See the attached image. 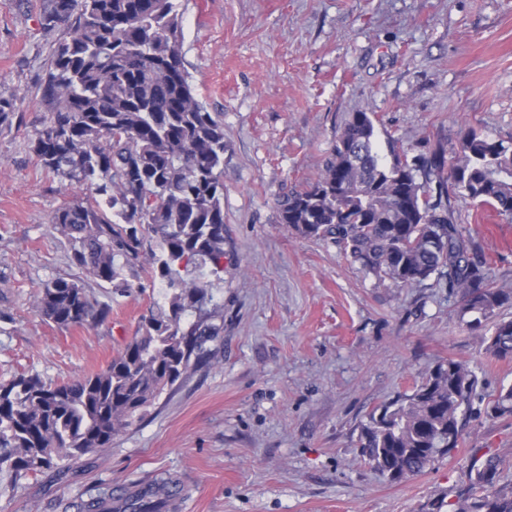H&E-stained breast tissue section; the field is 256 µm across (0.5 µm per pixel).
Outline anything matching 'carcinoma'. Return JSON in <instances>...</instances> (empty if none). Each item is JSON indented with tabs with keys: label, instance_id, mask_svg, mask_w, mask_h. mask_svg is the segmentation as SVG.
<instances>
[{
	"label": "carcinoma",
	"instance_id": "obj_1",
	"mask_svg": "<svg viewBox=\"0 0 512 512\" xmlns=\"http://www.w3.org/2000/svg\"><path fill=\"white\" fill-rule=\"evenodd\" d=\"M41 24H63L68 37L38 88L52 105L29 149L54 176L94 186L105 208L74 201L51 226L70 246L72 264L123 295L144 241L165 302L141 315L136 335L93 375L48 385L21 375L0 385V475L17 483L112 446L120 433L189 370L207 363L218 335L205 269L224 272V121L196 97L181 51L180 0H46ZM23 121L17 101L0 97V125ZM381 156L374 120L351 113L317 182L284 196L279 222L331 240L363 270L414 288L435 276L461 298V315L481 326L512 301L491 286L452 199L467 197L512 218V145L466 130L454 156L443 145L412 158ZM37 312L60 328L99 322L110 306L72 277L42 283ZM195 320L189 321L187 317ZM489 349L512 356V321L494 325ZM479 378L468 365L440 360L409 394L374 409L361 426L359 457L394 482L421 474L458 448ZM491 410L512 415V388ZM498 456L468 469L453 512H512V481ZM173 482L128 497L126 512H162Z\"/></svg>",
	"mask_w": 512,
	"mask_h": 512
}]
</instances>
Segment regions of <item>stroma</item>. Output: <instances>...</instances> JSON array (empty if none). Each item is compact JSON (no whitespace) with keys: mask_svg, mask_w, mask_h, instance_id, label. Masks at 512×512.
I'll return each mask as SVG.
<instances>
[{"mask_svg":"<svg viewBox=\"0 0 512 512\" xmlns=\"http://www.w3.org/2000/svg\"><path fill=\"white\" fill-rule=\"evenodd\" d=\"M44 0H0V96L25 120L0 125V383H48L105 369L162 296L148 264L95 324L39 315L42 282L76 274L49 223L84 184L47 173L28 143L50 114L37 81L64 26L41 25ZM182 51L198 99L224 119V274L214 281L218 336L111 448L20 483L0 478V512H82L162 478L166 512H429L454 500L473 458L504 460L512 417L475 410L459 447L407 481L357 460L369 413L410 393L438 360L469 363L486 398L512 386V358L488 349L445 281L401 288L335 244L278 221L277 203L309 188L351 112H369L380 148L455 150L465 129L512 140V0H181ZM495 286L512 289V222L460 199Z\"/></svg>","mask_w":512,"mask_h":512,"instance_id":"obj_1","label":"stroma"}]
</instances>
